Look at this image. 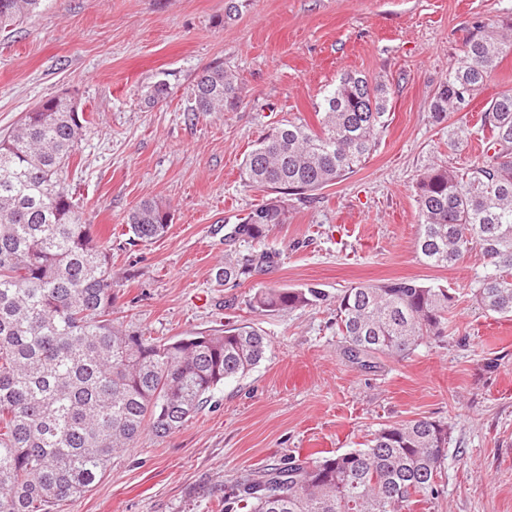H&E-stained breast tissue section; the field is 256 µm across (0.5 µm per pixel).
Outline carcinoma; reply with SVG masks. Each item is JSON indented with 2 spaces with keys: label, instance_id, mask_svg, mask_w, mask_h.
Wrapping results in <instances>:
<instances>
[{
  "label": "carcinoma",
  "instance_id": "cac0c4a2",
  "mask_svg": "<svg viewBox=\"0 0 512 512\" xmlns=\"http://www.w3.org/2000/svg\"><path fill=\"white\" fill-rule=\"evenodd\" d=\"M44 0H0V25L38 16ZM512 17L478 24L463 55L429 105L442 123L486 86L512 52ZM160 80L145 96L165 102ZM388 88L348 72L316 112L317 125L288 120L270 129L243 160L245 185L270 197L227 233L253 241L286 220L285 200L310 202L361 166L386 126ZM0 136V512H50L89 492L114 455L143 431L169 435L195 417L224 381L250 373L269 342L247 324L214 333L143 338L112 318L116 294L107 247L81 222L80 200L63 178L75 162L84 124L66 97L43 101ZM239 104L236 76L206 67L191 92L193 114ZM482 149L458 170L431 166L416 182L415 251L433 268L457 265L472 249L488 268L472 296L479 307L512 317V93L493 97L478 128ZM473 132L448 125V149ZM141 242L162 237L169 213L144 199L127 214ZM275 263L269 252L224 260V281H239ZM315 287L265 286L252 310L280 313L312 307ZM448 289L397 278L336 294V329L346 352L364 365L403 358L448 327ZM449 426L427 418L394 422L365 447L316 458L288 457L234 480L224 512H413L437 499Z\"/></svg>",
  "mask_w": 512,
  "mask_h": 512
}]
</instances>
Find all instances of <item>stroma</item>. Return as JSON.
Returning <instances> with one entry per match:
<instances>
[{"label": "stroma", "instance_id": "obj_1", "mask_svg": "<svg viewBox=\"0 0 512 512\" xmlns=\"http://www.w3.org/2000/svg\"><path fill=\"white\" fill-rule=\"evenodd\" d=\"M46 0L41 13L0 29V132L66 93L90 122L66 177L82 220L112 241L113 308L127 331L194 336L247 322L270 352L252 372L214 390L196 417L164 438L144 432L107 475L58 512H224L242 472L281 459L360 448L383 425L425 417L450 426L443 492L416 512H512V319L485 312L471 288L479 250L456 266L418 258L415 186L433 165L465 167L481 150L448 148V125L477 129L498 93L512 91V54L449 123L429 104L476 24L512 15V0ZM218 66L238 79L237 108L192 116L194 80ZM357 71L390 92L386 128L365 165L315 203L286 202L285 223L251 242L234 224L265 200L245 187L241 163L285 120L314 122L340 75ZM167 81V102L147 89ZM170 214L145 245L126 225L141 199ZM270 251L275 264L231 287L228 255ZM414 277L448 288V328L403 359L374 367L349 359L336 333L346 287ZM318 285L327 299L262 315L257 288Z\"/></svg>", "mask_w": 512, "mask_h": 512}]
</instances>
